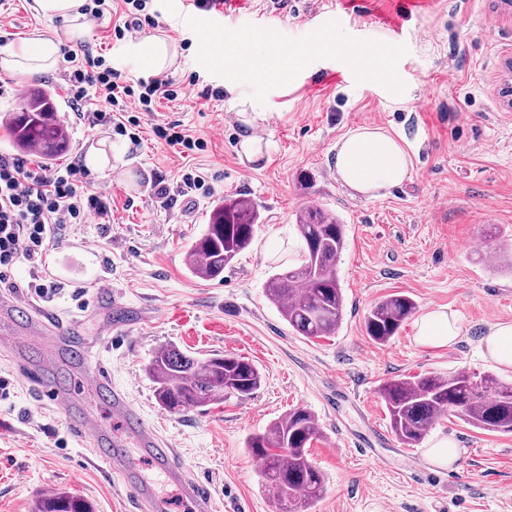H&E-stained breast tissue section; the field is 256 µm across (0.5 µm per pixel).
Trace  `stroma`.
I'll use <instances>...</instances> for the list:
<instances>
[{"mask_svg":"<svg viewBox=\"0 0 512 512\" xmlns=\"http://www.w3.org/2000/svg\"><path fill=\"white\" fill-rule=\"evenodd\" d=\"M157 13L155 36L179 56L166 75L183 87L142 117L140 143L70 116L67 62L55 70L11 77L23 90H54L56 113L71 133L58 164L85 162L97 152L93 189L112 199L105 224H68L46 263L57 271V293L45 308L64 325L85 331L92 367L138 407L145 423L171 442L178 458L211 491L217 512H279L245 440L289 408L308 407L322 430L309 449L327 476L326 491L309 512H512V432L476 429L459 416L441 417L414 448L392 433L380 394L399 376L466 370L512 381L485 356L492 325L512 323V272L490 261L512 242V108L502 96L512 59V8L500 0H234L228 16L187 13L181 0H147ZM115 16L89 21L70 39V24L38 15L31 0L0 6V52L36 36L58 38L76 54L103 57L123 80L143 78L127 56L126 40L112 34ZM271 32L286 49L309 47L320 36L352 34L381 41L398 78L394 96L366 83L345 58L300 56L287 82L263 78L239 86L268 119L257 133L268 147L241 158L244 132L225 87L224 45ZM199 81L183 82L189 74ZM179 123L204 139L206 150L184 158L153 133ZM370 125L403 135L412 170L400 185L369 198L337 180V140ZM202 168L212 198L163 207L154 183L175 184L185 166ZM244 196L261 212L251 245L225 267L223 279L191 276L187 252L207 223L213 199ZM316 206L346 226L337 266L345 299L335 335L294 332L266 297L265 283L288 261L298 241L297 213ZM110 287L141 320L109 328L97 290ZM85 290L87 309L72 298ZM410 295L418 312L437 307L454 314L461 334L452 346L418 344L406 320L389 342L367 336L371 307L393 293ZM197 356L234 353L260 370L248 399L182 413L162 410L145 365L161 345ZM0 377L12 381L0 402V512H34L37 498L73 489L95 512H140L133 491L102 464L45 385L27 382L11 352L0 350ZM446 437L457 460L437 477L412 474L411 457L426 456ZM373 441L372 452L361 442Z\"/></svg>","mask_w":512,"mask_h":512,"instance_id":"35a3bbf8","label":"stroma"}]
</instances>
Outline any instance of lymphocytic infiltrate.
Instances as JSON below:
<instances>
[{
	"instance_id": "obj_1",
	"label": "lymphocytic infiltrate",
	"mask_w": 512,
	"mask_h": 512,
	"mask_svg": "<svg viewBox=\"0 0 512 512\" xmlns=\"http://www.w3.org/2000/svg\"><path fill=\"white\" fill-rule=\"evenodd\" d=\"M113 26L116 38L142 36L156 29L154 15L146 11L147 0H120ZM71 69L66 75L72 112L88 119L90 126H109L131 143H138L140 113L153 111L160 100L178 97L171 81L153 77L130 85L105 67L101 57H77L67 53ZM96 94L101 108L85 116L82 105L88 94ZM90 173L80 164L63 168L30 166L26 160L0 155V288L10 287V273L18 260H26L36 271L28 281L29 295L46 298L55 286L39 275L56 235L65 225L106 220L112 201L91 189Z\"/></svg>"
}]
</instances>
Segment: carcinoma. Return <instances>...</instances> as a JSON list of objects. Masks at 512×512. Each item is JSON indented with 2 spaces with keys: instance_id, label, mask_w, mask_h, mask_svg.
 I'll list each match as a JSON object with an SVG mask.
<instances>
[{
  "instance_id": "cac0c4a2",
  "label": "carcinoma",
  "mask_w": 512,
  "mask_h": 512,
  "mask_svg": "<svg viewBox=\"0 0 512 512\" xmlns=\"http://www.w3.org/2000/svg\"><path fill=\"white\" fill-rule=\"evenodd\" d=\"M50 93L37 90L21 110L6 115V129L22 147L35 146L43 159L54 161L69 147L68 132L56 118ZM260 223L257 205L245 197H224L212 204L209 224L189 248L188 271L197 278L216 279L253 241ZM301 237L300 264L280 266L266 282V296L288 327L308 337L331 336L344 318V295L336 267L345 249V225L322 209L309 206L296 217ZM407 294L378 300L365 317V331L375 344L388 342L415 313ZM161 409L180 413L219 404L226 397L247 399L260 387L262 375L247 358L212 354L200 359L172 344L158 347L145 366ZM380 394L396 438L418 445L444 414L454 412L467 424L487 431H512V382L492 374L452 372L392 379ZM322 432L315 415L296 407L264 432L246 441L260 461L261 476L275 492L283 512H308L325 490L326 476L308 450ZM37 512H94L75 491L57 489L41 497Z\"/></svg>"
}]
</instances>
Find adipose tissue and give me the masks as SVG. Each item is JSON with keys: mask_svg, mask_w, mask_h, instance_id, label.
I'll return each mask as SVG.
<instances>
[{"mask_svg": "<svg viewBox=\"0 0 512 512\" xmlns=\"http://www.w3.org/2000/svg\"><path fill=\"white\" fill-rule=\"evenodd\" d=\"M321 48L350 57L356 69L369 80L394 89L397 77L388 67L382 50L371 51L353 42L347 34L328 37ZM127 53L143 69L160 73L173 65L176 51L163 38L151 37L131 43ZM61 60L60 43L52 37L24 41L0 57V68L22 75L55 68ZM288 53L270 37L236 43L224 57V69L234 80H250L285 74ZM407 142L397 134L375 127H361L336 143L334 167L337 178L350 190L374 197L402 183L409 175L411 160ZM421 344L446 346L460 334L457 319L438 308L421 314L415 321Z\"/></svg>", "mask_w": 512, "mask_h": 512, "instance_id": "adipose-tissue-1", "label": "adipose tissue"}]
</instances>
